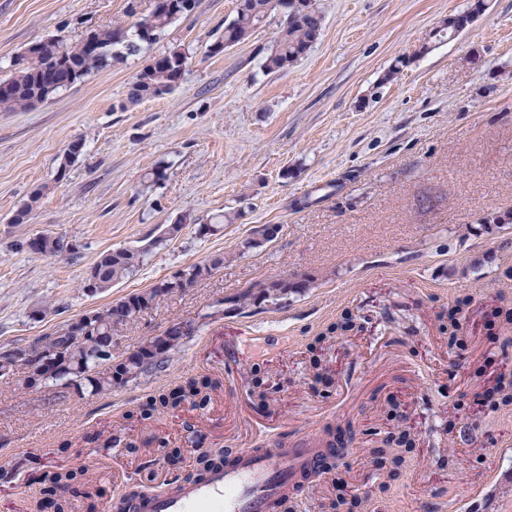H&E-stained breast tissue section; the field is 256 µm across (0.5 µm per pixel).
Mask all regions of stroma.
<instances>
[{
	"label": "stroma",
	"mask_w": 512,
	"mask_h": 512,
	"mask_svg": "<svg viewBox=\"0 0 512 512\" xmlns=\"http://www.w3.org/2000/svg\"><path fill=\"white\" fill-rule=\"evenodd\" d=\"M0 0V75L33 42L75 43L124 18L129 2ZM470 0H317L321 35L287 72L262 64L279 15L219 56L208 45L236 0H197L139 54L54 99L0 112V353L29 347L61 322L223 255L208 279L161 298L115 330L124 357L174 326L185 336L164 369L98 395L56 386L16 390L0 377V512H37L43 476L80 469L69 512H104L135 490L154 493L186 460L217 448H269L282 436L348 432V459L312 474L286 512H512V407L496 378L512 371L489 314L512 305V225L485 232L484 213L512 210V0H485L467 30L434 29ZM179 46L190 53L171 94L130 101L137 72ZM399 57L409 64L383 75ZM84 152L56 180L67 145ZM167 176L147 182L155 166ZM47 187L24 224L12 219ZM224 216L217 232L198 225ZM185 218L173 240L108 291L80 283L104 251L136 247ZM274 237L242 251L264 226ZM59 233L79 249L43 256L10 242ZM309 279L282 306L235 309L258 282ZM470 295L469 336L440 332ZM360 326L325 339L342 313ZM318 355L320 369L310 365ZM218 380L209 405L140 420L159 393ZM409 432L398 465L377 463L382 438Z\"/></svg>",
	"instance_id": "1"
}]
</instances>
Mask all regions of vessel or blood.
I'll return each mask as SVG.
<instances>
[{
  "mask_svg": "<svg viewBox=\"0 0 512 512\" xmlns=\"http://www.w3.org/2000/svg\"><path fill=\"white\" fill-rule=\"evenodd\" d=\"M324 449L314 440L241 448L198 483L134 501V512H275L304 475L318 470Z\"/></svg>",
  "mask_w": 512,
  "mask_h": 512,
  "instance_id": "vessel-or-blood-1",
  "label": "vessel or blood"
}]
</instances>
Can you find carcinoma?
Masks as SVG:
<instances>
[{"label":"carcinoma","mask_w":512,"mask_h":512,"mask_svg":"<svg viewBox=\"0 0 512 512\" xmlns=\"http://www.w3.org/2000/svg\"><path fill=\"white\" fill-rule=\"evenodd\" d=\"M273 2L238 0L234 18L224 25V34L209 45V53L220 55L224 49L249 40L256 30L258 16L267 15L268 5ZM301 6L305 12L300 17H292L288 24L280 26L274 44L265 57L263 68L266 73H282L299 63L319 38L324 15L316 0H302ZM176 20L177 16L155 2L150 13L131 25L117 21L107 28L97 30L99 50L94 54L87 52L80 40L70 45L55 42L33 65L15 61L13 73L0 80V112L25 111L33 107L35 101L47 96L51 98L88 75L105 69L112 62L139 53L144 48L139 37V28L143 23H148L154 36L158 37ZM187 58L188 54L180 49L156 57L149 83L132 90L131 101L171 93L184 75L181 61ZM481 224L488 231L500 224H512V211L487 213ZM168 238L169 234L165 233L141 247L101 252L85 280L94 281L97 292L107 291L115 283L136 273L152 248L163 244ZM12 246L19 251L54 255L58 251L59 236L45 233L33 239L21 237L12 241ZM223 265L224 258L221 256L208 262L194 263L141 292L118 300L113 309L119 318L96 325L83 337L71 336L63 328H58L46 337L43 345L31 349L32 360L28 374L16 378L17 386L28 390L32 388L31 380L36 378L40 385L51 382L65 389L81 392L88 390L98 394L124 386L143 374L162 368L183 339L179 326L171 327L165 335L155 337L147 347L139 348L113 365L105 362L103 346L112 343V330L135 324L156 301L201 282ZM309 285L307 279L296 282L286 279L262 282L257 285V290L239 295L235 304L240 309L262 304L280 306L289 294ZM47 354L59 357V362L43 371L42 361ZM213 388L214 382L207 376L199 381L194 379L185 386L152 399L142 408L140 417L148 419L159 411L176 410L184 402L196 408L205 407L211 400L210 392ZM80 476L81 472L71 468L47 472L44 482L47 483L48 494L52 495L55 490L73 484Z\"/></svg>","instance_id":"carcinoma-1"}]
</instances>
